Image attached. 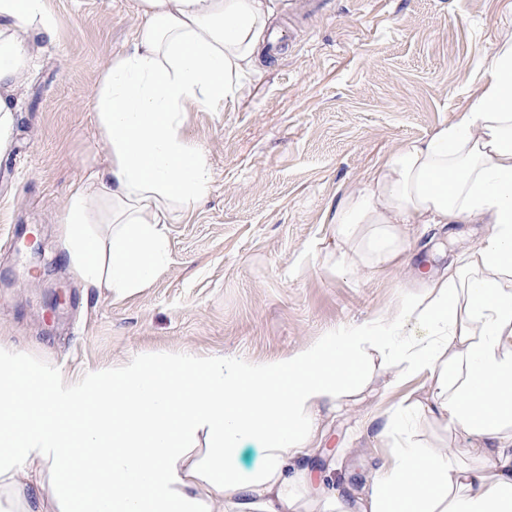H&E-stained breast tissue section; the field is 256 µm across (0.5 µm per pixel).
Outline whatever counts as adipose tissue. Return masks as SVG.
I'll use <instances>...</instances> for the list:
<instances>
[{
  "mask_svg": "<svg viewBox=\"0 0 512 512\" xmlns=\"http://www.w3.org/2000/svg\"><path fill=\"white\" fill-rule=\"evenodd\" d=\"M280 0H136L131 50L99 78L96 115L104 163L71 191L67 256L86 282L123 295L163 269L173 209L195 202L210 175L183 139L187 104L213 109L256 62ZM46 0H0V149L13 124L28 47L53 39ZM105 202L107 243L88 231L92 198ZM485 220L479 247L420 289L392 317L325 337L272 364L183 354L132 358L70 376L24 369L0 343V492L13 512L51 474L55 512H301L297 488L321 512H512V39L486 61L461 119L410 142L347 192L332 222L354 243L353 263L378 272L403 253L401 224ZM422 376L414 406L464 434L479 463L463 467L413 444L392 449L357 501L313 480L299 463L323 413L359 395L376 367ZM210 440L209 467L191 443ZM256 448L241 481L228 462Z\"/></svg>",
  "mask_w": 512,
  "mask_h": 512,
  "instance_id": "adipose-tissue-1",
  "label": "adipose tissue"
}]
</instances>
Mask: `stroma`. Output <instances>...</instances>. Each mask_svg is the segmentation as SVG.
<instances>
[{"label": "stroma", "instance_id": "1", "mask_svg": "<svg viewBox=\"0 0 512 512\" xmlns=\"http://www.w3.org/2000/svg\"><path fill=\"white\" fill-rule=\"evenodd\" d=\"M47 6L56 37L31 49L0 152V338L28 363L71 374L185 353L270 363L397 314L411 267L443 271L488 234L486 224L403 227L402 261L375 275L343 262L331 218L390 154L460 119L480 65L512 36V0H281L269 30L279 51L232 101L185 109L183 137L211 181L171 215L163 272L122 296L83 282L63 258L66 202L104 160L98 79L142 18L136 0ZM395 374L378 371L327 419L326 447L304 461L340 493H364L406 437L469 461L466 437L431 415L386 431L403 397L428 392L420 377L391 387Z\"/></svg>", "mask_w": 512, "mask_h": 512}]
</instances>
